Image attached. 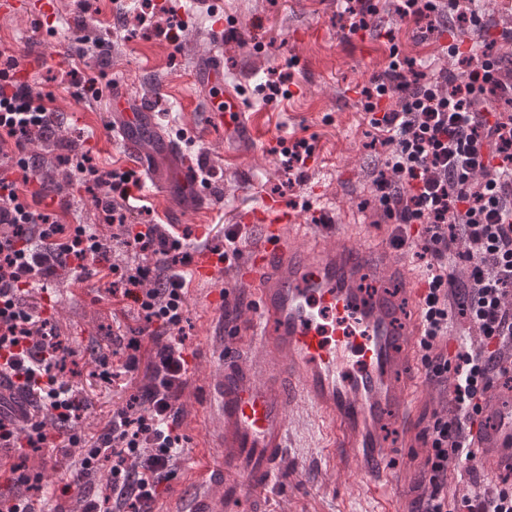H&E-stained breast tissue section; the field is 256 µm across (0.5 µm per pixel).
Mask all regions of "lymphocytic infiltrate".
Segmentation results:
<instances>
[{"label": "lymphocytic infiltrate", "mask_w": 512, "mask_h": 512, "mask_svg": "<svg viewBox=\"0 0 512 512\" xmlns=\"http://www.w3.org/2000/svg\"><path fill=\"white\" fill-rule=\"evenodd\" d=\"M395 2L401 20L428 34L448 31V55L462 66L431 73L395 57L361 91L368 123L386 149L376 207L394 226L393 245H412L425 261L421 362L429 380L452 389L449 409L433 414L422 431L430 491L414 512H512V484L505 481L489 493L443 491L449 463L473 455L471 427L491 375L512 362V75L493 51L512 47V27L491 30L479 0ZM17 67L15 55L0 51V377L15 378L37 407L11 414L0 401V447L79 449L81 472L110 464L108 495L84 498L81 512H154L185 452L176 401L193 354L178 331L192 255L175 233L130 223L142 188L131 171L101 169L87 157L76 170L101 191V225L62 224L41 208L26 148L33 132L54 130L60 118L18 79ZM105 224L113 233L102 232ZM415 224L413 239L407 229ZM120 247L138 252L142 263L113 262ZM68 271L108 272L113 293L136 306L158 341L141 394L91 436L77 426L88 405L64 378L53 319L28 301L33 289ZM457 305L481 336L480 352L466 342L453 352L447 347ZM140 349V337L132 336L120 359L98 354L96 377L112 384L136 371Z\"/></svg>", "instance_id": "f902f5d3"}]
</instances>
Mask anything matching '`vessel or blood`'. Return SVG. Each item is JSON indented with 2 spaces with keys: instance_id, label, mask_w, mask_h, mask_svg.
Wrapping results in <instances>:
<instances>
[{
  "instance_id": "vessel-or-blood-1",
  "label": "vessel or blood",
  "mask_w": 512,
  "mask_h": 512,
  "mask_svg": "<svg viewBox=\"0 0 512 512\" xmlns=\"http://www.w3.org/2000/svg\"><path fill=\"white\" fill-rule=\"evenodd\" d=\"M199 80L219 89L225 132L238 129L242 108L221 60L204 64ZM142 119L125 95H115L112 133L144 170L135 137ZM244 221L259 239L249 243L237 276L253 288L264 358L225 361L208 377L221 455L205 465L187 512H265L263 492L279 466L288 405L297 396L329 423L337 457L359 459L369 486L378 487L399 456L388 448L387 430L410 427L421 319L404 315L399 301L419 304L418 281L388 250L360 248L332 222L298 223L275 201ZM313 235L318 246L302 245ZM193 265L204 278L221 267L206 249L194 251ZM391 280L398 293L387 292ZM474 443L477 464L512 470V387L493 382Z\"/></svg>"
}]
</instances>
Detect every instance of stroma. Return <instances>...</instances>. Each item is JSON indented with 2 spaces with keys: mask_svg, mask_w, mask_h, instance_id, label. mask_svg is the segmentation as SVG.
Wrapping results in <instances>:
<instances>
[{
  "mask_svg": "<svg viewBox=\"0 0 512 512\" xmlns=\"http://www.w3.org/2000/svg\"><path fill=\"white\" fill-rule=\"evenodd\" d=\"M391 3L379 0L373 28L353 33L340 16L339 0H212L210 6H195L173 43L152 22L136 21L138 0H56L50 13L0 14V46L26 61L32 90L51 98L52 108L63 114L50 153L63 167L75 169L87 152L98 167L130 168L110 129L116 85L175 140V153L157 142L148 148L150 166L164 187L144 183L148 209L135 213V222L166 224L176 213L180 230L196 239L201 230L211 229L209 243L216 246L224 242L225 227L238 224L241 212L273 197L301 221L311 222L320 212L344 224L359 246L387 249L393 227L370 204L384 169V149L362 111L361 91L385 71L394 45L402 56L431 68L457 67L445 52L447 33L420 40L417 27L403 22ZM216 16L224 20L220 36L212 22ZM390 29L397 37L392 44L385 38ZM212 52L221 58L224 76L240 94L246 112L264 111L266 123L257 134L244 130L225 137L213 122L204 91L192 84L193 71ZM272 75L283 79L282 91L268 88ZM299 139L312 146L313 155L290 172L277 148L280 142ZM203 162L213 170L205 189L206 208L180 211L194 189L173 177L172 169L178 164L196 168ZM48 197L66 203L64 223L100 221L95 190L79 181H72L66 192L49 191ZM101 284L97 276L80 281L66 274L49 290L50 312L73 351L72 381L91 404L80 425L92 434L146 382L141 372L111 386L92 375L93 356L112 352L118 335L141 324L133 303L99 296ZM225 290L229 304L216 310L214 301ZM251 296L232 264L215 278L195 276L189 283L181 334L196 356L178 400L185 454L156 504L158 512H186L199 461L219 453L205 381L221 359L255 360L261 351L241 336H213V326L224 317L247 321L254 314ZM417 378L411 403L413 438L392 473L390 494L368 490L358 459L343 462L330 451L328 425L298 399L287 411V450L280 477L265 492L267 512H409L424 491L427 449L418 434L433 411L448 405L443 386L430 382L422 371ZM77 455L74 448L57 458L46 451L29 453L27 466L43 476L41 491L32 495L37 512H44L50 501L73 512L74 498L59 496L58 490L68 481Z\"/></svg>",
  "mask_w": 512,
  "mask_h": 512,
  "instance_id": "35a3bbf8",
  "label": "stroma"
}]
</instances>
